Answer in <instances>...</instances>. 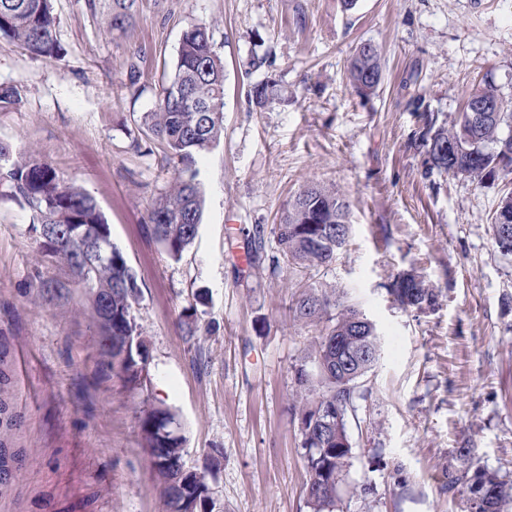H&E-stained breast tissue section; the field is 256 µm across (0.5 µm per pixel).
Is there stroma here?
Returning a JSON list of instances; mask_svg holds the SVG:
<instances>
[{
  "instance_id": "obj_1",
  "label": "stroma",
  "mask_w": 512,
  "mask_h": 512,
  "mask_svg": "<svg viewBox=\"0 0 512 512\" xmlns=\"http://www.w3.org/2000/svg\"><path fill=\"white\" fill-rule=\"evenodd\" d=\"M53 4L63 60L0 38V85L20 97L0 109V144L95 198L141 287L148 375L133 389L98 367L83 289L60 304L39 296L34 283L51 271L30 212L0 198V336L23 416L12 440L23 466L0 512H162L136 426L159 403L176 416L187 467L206 474L212 512H310L296 371L315 372L319 328L292 313L305 283L356 305L381 339L348 411L340 512H463L445 475L455 448L512 480V253L492 232L512 173L481 184L429 173L413 142L420 111L453 124L484 81L512 101V0H357L351 10L342 0H141L124 32L107 31L84 0ZM192 22L224 59V136L197 165L202 224L175 261L147 218L173 165L141 117ZM364 42L385 63L368 99L347 78ZM256 53L269 70H250ZM269 72L282 98L258 110L248 90ZM310 183L347 200L351 230L335 262L306 270L288 263L273 228ZM410 269L440 290L434 310L393 303L388 285Z\"/></svg>"
}]
</instances>
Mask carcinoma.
<instances>
[{
    "label": "carcinoma",
    "mask_w": 512,
    "mask_h": 512,
    "mask_svg": "<svg viewBox=\"0 0 512 512\" xmlns=\"http://www.w3.org/2000/svg\"><path fill=\"white\" fill-rule=\"evenodd\" d=\"M85 7L99 16L110 31L124 32L138 17V0H84ZM57 17L52 0H0V37H6L33 58L61 61L66 48L57 37ZM376 83L361 88L367 72ZM381 54L353 55L347 66L351 84L364 95L377 93L383 78ZM248 95L256 108L281 99L279 82L267 77L251 85ZM194 99L206 109L193 110L186 100ZM224 63L207 27L192 23L182 32L174 71L162 85L153 111L144 116V125L166 160L176 162L172 184L152 204L148 218L152 231L165 253L174 260L194 243L203 210V194L197 181L198 158L219 143L224 133ZM424 126L415 146L431 154L441 141L453 139L465 152L460 154L457 173L480 183L495 178L502 169L498 159L512 153V138L503 127L512 128V102L495 113L490 122L474 130L468 113L451 127L436 125L423 116ZM0 188L31 213L30 231L46 261L64 271V276H48L35 284L49 302L68 300L69 288L85 290L86 300L98 336L99 364L120 375L133 387L142 383L146 359L132 352L122 356L126 341L139 335L134 304L141 295L135 272L121 250L112 244L94 198L84 189L60 178L51 164L23 156H10L0 146ZM350 230L349 204L335 190L308 184L295 195L283 212L274 233L284 256L304 269H315L336 260ZM496 244L512 251V223L508 230L492 224ZM358 312L353 305L336 310L331 295L307 284L298 298L295 318L304 323L328 322L315 340V359L329 362L316 388L304 369L296 370L301 408L299 411L303 462L307 473L305 493L311 512H335L341 483L336 477L348 473L352 448L347 425L326 433L316 416L336 403L351 400L360 380L372 371L378 356L361 357L354 367L336 372V330H342L345 350L355 345L377 351L379 335L371 331L351 335L349 316ZM14 363L8 347L0 345V495L22 466L20 451L11 446L13 435L23 425L13 396ZM175 419L162 404L143 410L137 417L142 447L146 448L155 474L159 498L165 512H210L209 488L205 476L184 469L182 436L162 433L165 423ZM448 488L467 495L468 512H512V486L506 487L497 472L479 464L471 448L454 449L448 463Z\"/></svg>",
    "instance_id": "1"
}]
</instances>
